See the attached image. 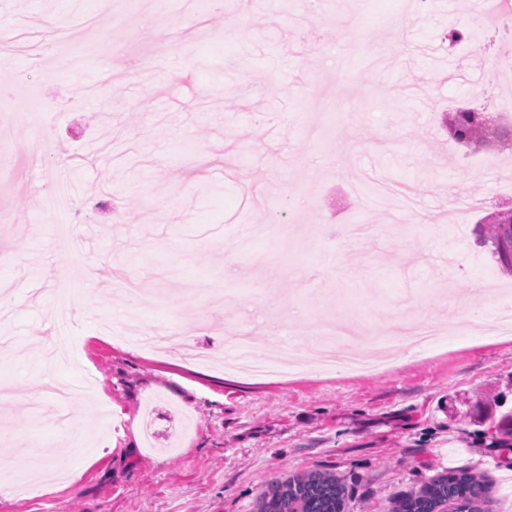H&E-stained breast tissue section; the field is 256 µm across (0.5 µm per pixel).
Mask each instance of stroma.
<instances>
[{
	"label": "stroma",
	"mask_w": 512,
	"mask_h": 512,
	"mask_svg": "<svg viewBox=\"0 0 512 512\" xmlns=\"http://www.w3.org/2000/svg\"><path fill=\"white\" fill-rule=\"evenodd\" d=\"M398 7L248 0L228 27L169 0L152 20L129 7L105 44L97 0H0V339L14 348L0 351V453L42 458L38 476L0 471V512H255L268 484L308 471L342 480L347 512H390L449 470L512 479V330L478 308L512 275L474 235L512 201V149L474 153L443 128L461 102L512 118V24L452 46L470 0ZM342 27L380 68L337 41ZM59 45L79 69L58 70ZM42 104L84 207L64 264L36 206L54 180L32 135ZM127 277L152 305L130 301ZM190 279L223 302L183 294ZM69 280L83 285L62 328L75 355L58 365L43 351ZM346 317L366 344L405 321L445 333L363 374L227 364L232 332L310 359ZM162 324L210 362L154 348ZM60 413L96 457L72 486L51 476L77 463L55 445Z\"/></svg>",
	"instance_id": "obj_1"
}]
</instances>
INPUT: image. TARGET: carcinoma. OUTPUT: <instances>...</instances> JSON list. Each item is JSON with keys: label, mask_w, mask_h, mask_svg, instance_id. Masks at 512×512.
I'll return each instance as SVG.
<instances>
[{"label": "carcinoma", "mask_w": 512, "mask_h": 512, "mask_svg": "<svg viewBox=\"0 0 512 512\" xmlns=\"http://www.w3.org/2000/svg\"><path fill=\"white\" fill-rule=\"evenodd\" d=\"M448 134L468 149L512 146V120L458 106L444 117ZM501 270L512 274V207L487 215L475 228ZM490 485L468 470L439 474L402 501L397 512H484ZM345 488L335 475L307 472L268 486L258 512H344Z\"/></svg>", "instance_id": "1"}]
</instances>
